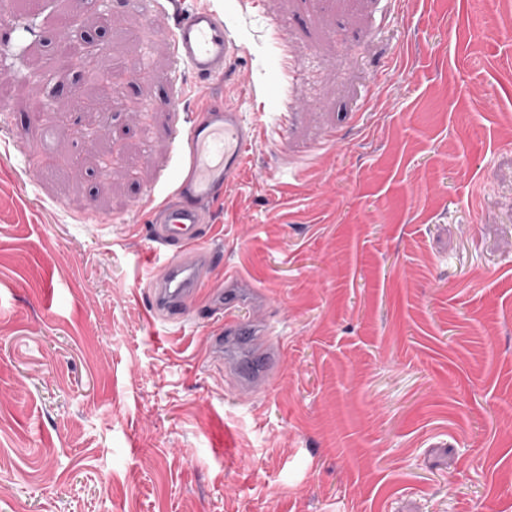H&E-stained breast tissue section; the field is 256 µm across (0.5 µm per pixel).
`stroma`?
I'll return each mask as SVG.
<instances>
[{"instance_id":"obj_1","label":"stroma","mask_w":512,"mask_h":512,"mask_svg":"<svg viewBox=\"0 0 512 512\" xmlns=\"http://www.w3.org/2000/svg\"><path fill=\"white\" fill-rule=\"evenodd\" d=\"M192 3L236 41L208 84L170 0L0 8V512H512V12ZM51 10L122 60L111 111H64L103 67L44 73ZM217 97L253 142L204 246L243 300L166 320L152 195ZM228 320L280 346L248 390ZM247 327L237 323H228L224 326V332L220 333L218 336H210L209 339V357L210 359L218 363L219 365H224V372L226 376L234 381L233 377V367L230 366L226 359L224 358V339L239 336L246 332Z\"/></svg>"}]
</instances>
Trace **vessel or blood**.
Masks as SVG:
<instances>
[{
  "instance_id": "obj_1",
  "label": "vessel or blood",
  "mask_w": 512,
  "mask_h": 512,
  "mask_svg": "<svg viewBox=\"0 0 512 512\" xmlns=\"http://www.w3.org/2000/svg\"><path fill=\"white\" fill-rule=\"evenodd\" d=\"M184 2L172 0L173 55L198 80L216 81L236 46L223 17L206 8L185 7ZM250 143L249 127L227 104L198 107L183 129V161L175 190L156 204L152 217V238L163 261L160 277L150 283L149 298L153 311L167 319H183L188 306L209 287L207 271L216 256L201 245L206 211L241 170ZM245 331V326L229 323L223 334L209 339V357L223 365L225 374H232L233 368L225 363L224 341Z\"/></svg>"
}]
</instances>
